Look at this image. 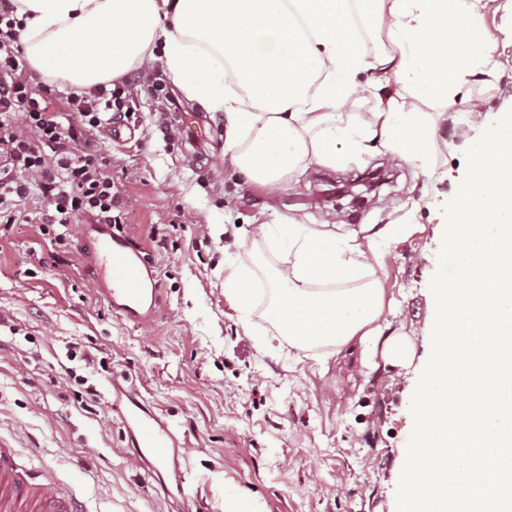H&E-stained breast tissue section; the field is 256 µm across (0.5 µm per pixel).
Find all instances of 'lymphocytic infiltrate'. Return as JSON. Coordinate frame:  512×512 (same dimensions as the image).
<instances>
[{"mask_svg":"<svg viewBox=\"0 0 512 512\" xmlns=\"http://www.w3.org/2000/svg\"><path fill=\"white\" fill-rule=\"evenodd\" d=\"M13 12L11 0H0V223L15 224L39 193L41 230L63 246L76 216L112 221L117 191L98 158L97 134L131 116L132 93L124 79L65 97L33 83Z\"/></svg>","mask_w":512,"mask_h":512,"instance_id":"obj_1","label":"lymphocytic infiltrate"}]
</instances>
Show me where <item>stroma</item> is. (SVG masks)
Returning a JSON list of instances; mask_svg holds the SVG:
<instances>
[{"mask_svg":"<svg viewBox=\"0 0 512 512\" xmlns=\"http://www.w3.org/2000/svg\"><path fill=\"white\" fill-rule=\"evenodd\" d=\"M497 2L499 79L477 90L489 123L512 111V0ZM139 72L138 110L117 132L102 129L99 154L118 189L116 233L151 259L153 315L110 306L84 218L59 246L40 230L41 201H28L24 221L0 232V448L33 481L74 491L85 512H224L229 500L242 512H399L407 396L432 349L439 228L480 126L457 105L440 123L431 177L396 166L378 196L342 208L350 224L398 215L409 225L383 244L379 276L410 356L365 376L356 345L339 358L265 350L270 324L257 311L239 320L224 297L225 265L250 264L264 248L254 226L318 222L337 208L326 191L340 173L314 167L269 195L225 164L223 114L192 103L160 113L155 91L171 92L172 77L158 61ZM168 224L158 248L152 232ZM127 390L176 432L175 466L133 455Z\"/></svg>","mask_w":512,"mask_h":512,"instance_id":"1","label":"stroma"}]
</instances>
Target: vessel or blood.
<instances>
[{"mask_svg": "<svg viewBox=\"0 0 512 512\" xmlns=\"http://www.w3.org/2000/svg\"><path fill=\"white\" fill-rule=\"evenodd\" d=\"M89 253L98 278L107 286V298L121 310L144 315L150 294L144 272L149 261L127 241L100 229L90 238ZM124 418L131 429V444L142 459L167 461L175 450L172 429L135 395H127ZM20 512H80L76 496H62L52 485L39 488L23 481L10 457L0 455V505Z\"/></svg>", "mask_w": 512, "mask_h": 512, "instance_id": "1", "label": "vessel or blood"}]
</instances>
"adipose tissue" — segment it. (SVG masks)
I'll use <instances>...</instances> for the list:
<instances>
[{
  "mask_svg": "<svg viewBox=\"0 0 512 512\" xmlns=\"http://www.w3.org/2000/svg\"><path fill=\"white\" fill-rule=\"evenodd\" d=\"M32 70L80 91L161 60L185 97L223 113L224 158L251 184L276 189L311 166L346 170L376 154L431 175L441 110L494 83L490 4L472 0H13ZM379 43L364 51L362 26ZM360 119L339 109L363 91ZM403 224L351 226L291 219L259 232L279 266L266 315L302 352L383 344L390 364L408 348L384 326L372 261ZM238 314L256 306L244 266L224 275Z\"/></svg>",
  "mask_w": 512,
  "mask_h": 512,
  "instance_id": "ef3b65f1",
  "label": "adipose tissue"
}]
</instances>
